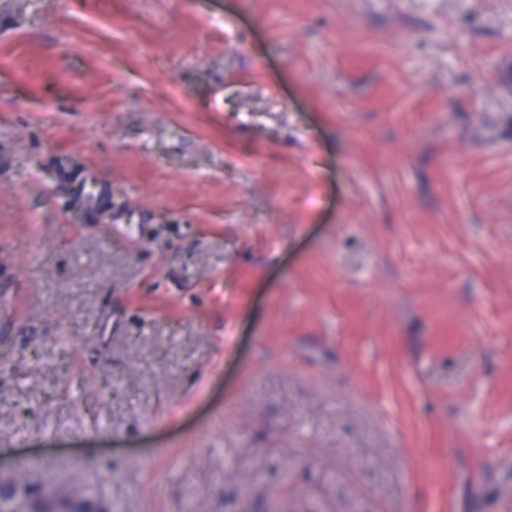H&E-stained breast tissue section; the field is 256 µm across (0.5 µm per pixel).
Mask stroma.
<instances>
[{
    "instance_id": "stroma-1",
    "label": "stroma",
    "mask_w": 512,
    "mask_h": 512,
    "mask_svg": "<svg viewBox=\"0 0 512 512\" xmlns=\"http://www.w3.org/2000/svg\"><path fill=\"white\" fill-rule=\"evenodd\" d=\"M13 480L512 512V0H0Z\"/></svg>"
}]
</instances>
